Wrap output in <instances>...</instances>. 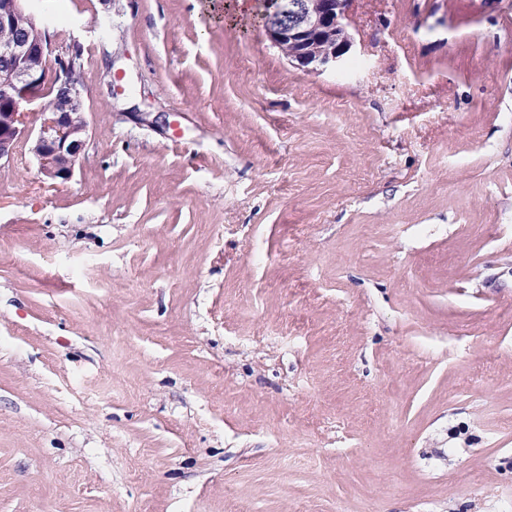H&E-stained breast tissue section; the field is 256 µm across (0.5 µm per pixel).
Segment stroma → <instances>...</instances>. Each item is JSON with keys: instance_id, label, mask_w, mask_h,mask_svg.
<instances>
[{"instance_id": "obj_1", "label": "stroma", "mask_w": 512, "mask_h": 512, "mask_svg": "<svg viewBox=\"0 0 512 512\" xmlns=\"http://www.w3.org/2000/svg\"><path fill=\"white\" fill-rule=\"evenodd\" d=\"M206 2L29 0L89 132L0 165V512H512V0L323 71Z\"/></svg>"}]
</instances>
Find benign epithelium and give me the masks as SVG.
<instances>
[{"label": "benign epithelium", "instance_id": "benign-epithelium-1", "mask_svg": "<svg viewBox=\"0 0 512 512\" xmlns=\"http://www.w3.org/2000/svg\"><path fill=\"white\" fill-rule=\"evenodd\" d=\"M26 0H0V26L32 24L35 39L0 45V56L15 63L14 80L0 85V162L11 159L18 141L27 132L26 107L48 90V74L25 66L33 50L55 53L65 70L82 67L81 56L71 47H55L50 30L39 26L25 7ZM350 0H267L271 12L264 15L267 37L296 67L321 70L338 67L352 46L346 23ZM88 92L74 85L56 98L55 111L41 113V124L32 151L39 173L53 183L73 177L77 159L88 138L84 100Z\"/></svg>", "mask_w": 512, "mask_h": 512}]
</instances>
